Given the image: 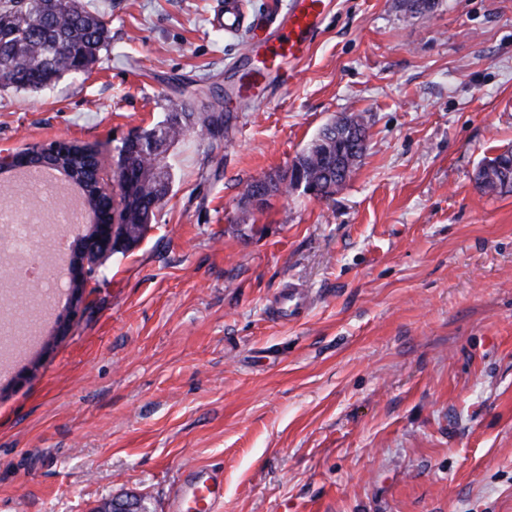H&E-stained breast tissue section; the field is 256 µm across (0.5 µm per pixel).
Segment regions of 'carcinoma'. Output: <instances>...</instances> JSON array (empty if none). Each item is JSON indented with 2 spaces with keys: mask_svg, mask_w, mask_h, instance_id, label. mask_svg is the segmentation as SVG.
I'll return each instance as SVG.
<instances>
[{
  "mask_svg": "<svg viewBox=\"0 0 512 512\" xmlns=\"http://www.w3.org/2000/svg\"><path fill=\"white\" fill-rule=\"evenodd\" d=\"M0 72L10 79L1 89L36 91L47 88L65 75L87 73L110 42L104 16L85 8L80 0H0ZM175 113L153 128L135 133L144 148L117 165L114 179L118 186L117 207L129 211L130 223L141 225L140 234L125 241L122 252L138 245L151 224L160 201L167 195L170 174L152 172L153 163L168 146L194 132L186 124L174 121ZM336 138L318 148L300 153L305 182L319 187L322 196L336 193L341 183L330 165L336 162ZM55 161L71 168L85 179L82 193L86 207L97 208L104 198L95 170L98 159L94 147L71 144ZM485 179L480 189L490 195L512 192V149L489 159L481 166Z\"/></svg>",
  "mask_w": 512,
  "mask_h": 512,
  "instance_id": "1",
  "label": "carcinoma"
}]
</instances>
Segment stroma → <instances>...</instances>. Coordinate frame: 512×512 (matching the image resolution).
<instances>
[{"mask_svg":"<svg viewBox=\"0 0 512 512\" xmlns=\"http://www.w3.org/2000/svg\"><path fill=\"white\" fill-rule=\"evenodd\" d=\"M107 21L92 70L0 89V152L114 148L181 104L211 132L164 156L138 246L90 279L66 336L0 378V512H96L206 470L223 512H512V193L476 175L512 146V0H333L287 81L235 93L290 0H82ZM368 149L327 199L244 214L337 117ZM291 288L307 307L272 310Z\"/></svg>","mask_w":512,"mask_h":512,"instance_id":"stroma-1","label":"stroma"}]
</instances>
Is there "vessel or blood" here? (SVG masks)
I'll use <instances>...</instances> for the list:
<instances>
[{
  "label": "vessel or blood",
  "mask_w": 512,
  "mask_h": 512,
  "mask_svg": "<svg viewBox=\"0 0 512 512\" xmlns=\"http://www.w3.org/2000/svg\"><path fill=\"white\" fill-rule=\"evenodd\" d=\"M327 9V0H294L274 36L263 44L276 78H286L287 65L304 57ZM187 502L193 504L196 512H218L224 496L212 476L199 475L181 483L174 492L172 504L175 512H180Z\"/></svg>",
  "instance_id": "b4317fda"
}]
</instances>
